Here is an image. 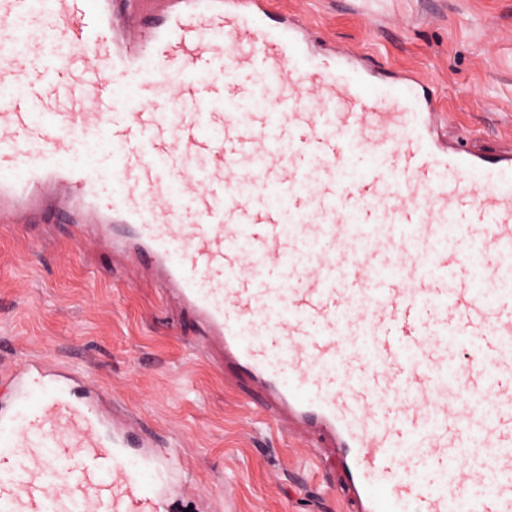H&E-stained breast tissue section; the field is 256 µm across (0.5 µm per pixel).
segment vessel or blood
<instances>
[{"instance_id": "1", "label": "vessel or blood", "mask_w": 512, "mask_h": 512, "mask_svg": "<svg viewBox=\"0 0 512 512\" xmlns=\"http://www.w3.org/2000/svg\"><path fill=\"white\" fill-rule=\"evenodd\" d=\"M312 39L270 0H0V223L64 214L159 283L357 512H512V151ZM78 382L0 383V512H168L174 449Z\"/></svg>"}]
</instances>
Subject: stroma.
<instances>
[{
  "instance_id": "stroma-1",
  "label": "stroma",
  "mask_w": 512,
  "mask_h": 512,
  "mask_svg": "<svg viewBox=\"0 0 512 512\" xmlns=\"http://www.w3.org/2000/svg\"><path fill=\"white\" fill-rule=\"evenodd\" d=\"M320 43L371 49L383 71H414L472 149L512 148V0H273ZM64 366L117 420L177 448L196 512H354L333 460L273 426L260 399L195 341L111 252L64 220L45 238L0 223V376L22 356Z\"/></svg>"
}]
</instances>
